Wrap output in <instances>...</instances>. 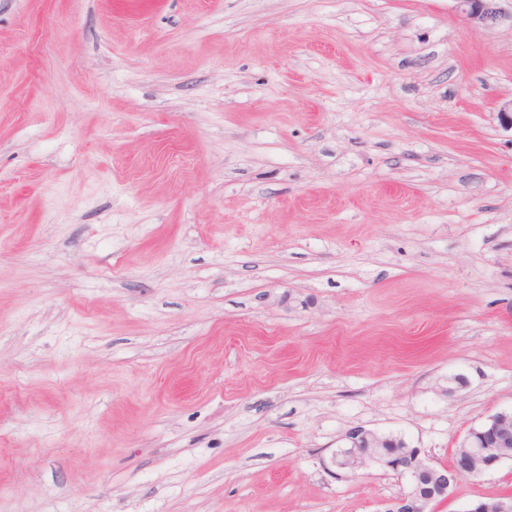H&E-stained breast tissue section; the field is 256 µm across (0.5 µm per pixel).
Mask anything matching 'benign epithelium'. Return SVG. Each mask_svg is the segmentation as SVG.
Segmentation results:
<instances>
[{"label": "benign epithelium", "instance_id": "1", "mask_svg": "<svg viewBox=\"0 0 512 512\" xmlns=\"http://www.w3.org/2000/svg\"><path fill=\"white\" fill-rule=\"evenodd\" d=\"M458 13L469 24L483 28L512 25V8L504 0H455ZM345 443L331 464L343 473L356 475L366 467L403 473L409 489L385 504L381 512H430L431 504L448 497L463 478H476L506 461H512V411L497 412L468 430L459 442L456 461L450 466H435L418 448H404L396 455L381 450L388 437L362 426L348 429ZM468 512H512V497L482 500Z\"/></svg>", "mask_w": 512, "mask_h": 512}]
</instances>
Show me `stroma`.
<instances>
[{
  "label": "stroma",
  "mask_w": 512,
  "mask_h": 512,
  "mask_svg": "<svg viewBox=\"0 0 512 512\" xmlns=\"http://www.w3.org/2000/svg\"><path fill=\"white\" fill-rule=\"evenodd\" d=\"M510 99L454 0H0V512H381L355 426L450 464L512 409Z\"/></svg>",
  "instance_id": "35a3bbf8"
}]
</instances>
